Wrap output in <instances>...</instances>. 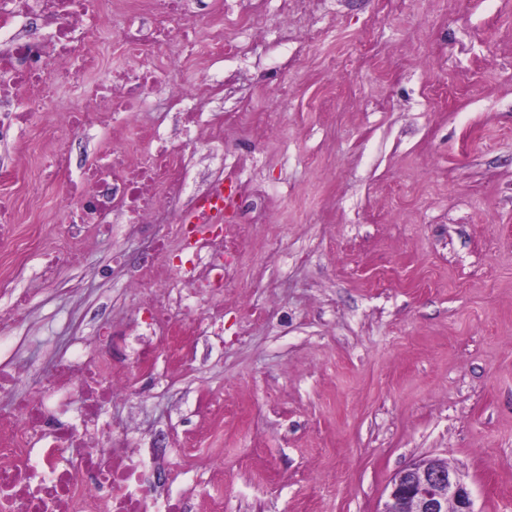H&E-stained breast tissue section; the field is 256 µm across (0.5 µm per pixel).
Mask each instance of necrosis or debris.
<instances>
[{
	"mask_svg": "<svg viewBox=\"0 0 512 512\" xmlns=\"http://www.w3.org/2000/svg\"><path fill=\"white\" fill-rule=\"evenodd\" d=\"M91 14L120 16L124 25L108 35L88 25ZM262 24L246 0H223L220 12L207 15L196 14L190 0H0V140L49 108L56 87L81 85L110 52L125 61L112 72V109L133 119L151 111V89L169 83L158 59L171 64L197 48L217 62L228 51L248 56V34ZM59 114L46 128L44 178L66 183L74 223L98 226L112 215L120 224H149L167 211L189 254L174 266L171 281L159 285L155 263L172 250L159 239L154 259L135 277L147 316L128 335L137 375L113 364L111 335L79 338L54 376L31 380L14 419L0 421V512H189L192 495L182 488L180 466L160 449L130 447L101 411L116 397L137 393L140 378L150 376L156 329L183 354L185 303L204 300L212 284L233 288L228 269L245 227L224 221L223 178L182 204V158L158 140L153 125L141 126L134 146L113 147L108 167L89 166L73 179L69 137L87 127L88 115L74 106Z\"/></svg>",
	"mask_w": 512,
	"mask_h": 512,
	"instance_id": "obj_1",
	"label": "necrosis or debris"
}]
</instances>
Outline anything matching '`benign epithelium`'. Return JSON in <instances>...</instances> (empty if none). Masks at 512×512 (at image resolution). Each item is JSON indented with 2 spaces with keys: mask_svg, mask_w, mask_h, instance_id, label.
<instances>
[{
  "mask_svg": "<svg viewBox=\"0 0 512 512\" xmlns=\"http://www.w3.org/2000/svg\"><path fill=\"white\" fill-rule=\"evenodd\" d=\"M380 512H474L470 491L448 462L422 459L400 470Z\"/></svg>",
  "mask_w": 512,
  "mask_h": 512,
  "instance_id": "7a95c632",
  "label": "benign epithelium"
}]
</instances>
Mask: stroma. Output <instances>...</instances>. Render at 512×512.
<instances>
[{
	"instance_id": "1",
	"label": "stroma",
	"mask_w": 512,
	"mask_h": 512,
	"mask_svg": "<svg viewBox=\"0 0 512 512\" xmlns=\"http://www.w3.org/2000/svg\"><path fill=\"white\" fill-rule=\"evenodd\" d=\"M307 41L266 0L245 59L185 63V109H278L266 126L192 145L178 117L162 133L185 153V196L210 170L248 189V225L224 319H193L191 365L159 353L136 400L104 420L189 437V478L222 512H380L396 472L449 462L475 512H512V0H324ZM291 30L281 44L282 30ZM224 87H216V80ZM46 114L0 142V197L22 249L0 251L4 351L50 373L72 336L142 314L129 283L167 224H71L61 185H28L43 164ZM55 278L49 253L76 241ZM224 397V421L205 416Z\"/></svg>"
}]
</instances>
